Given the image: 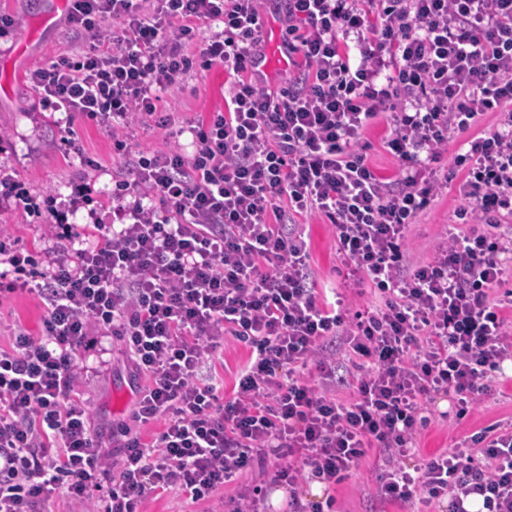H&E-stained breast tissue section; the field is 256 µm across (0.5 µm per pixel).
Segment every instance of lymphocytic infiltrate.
<instances>
[{
	"label": "lymphocytic infiltrate",
	"instance_id": "f902f5d3",
	"mask_svg": "<svg viewBox=\"0 0 512 512\" xmlns=\"http://www.w3.org/2000/svg\"><path fill=\"white\" fill-rule=\"evenodd\" d=\"M67 19L94 46L30 70L43 110L82 115L129 151L128 130L153 120L171 138L161 93L193 66L185 52L211 28L201 57L231 78L225 111L189 126L195 150L139 153L112 192L118 223H69L92 192L38 211L0 166V208L38 216L41 253L0 228V299L37 293L39 336L0 348V512H41L56 493L78 512H139L161 490L192 501L254 471L225 512H262L261 483L287 485L290 512H324L297 488L338 484L375 448L383 503L446 502L447 512H512V431L486 428L469 446L415 455L433 395L464 417L494 394L512 362V0H287L286 84L271 89L252 62L264 51L258 0H70ZM497 113L498 124L478 131ZM389 127L395 182L358 150L377 117ZM468 149L454 172L434 164L453 137ZM456 183L463 201L427 263H406L408 229ZM325 216L336 253L377 305L347 315L319 296L299 217ZM502 289L492 297L493 289ZM115 338L136 375L150 443L103 444L76 394L86 355ZM251 357L229 400L202 378L225 337ZM342 339L357 370L336 399ZM315 367L323 384L304 378Z\"/></svg>",
	"mask_w": 512,
	"mask_h": 512
}]
</instances>
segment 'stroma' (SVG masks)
<instances>
[{
    "mask_svg": "<svg viewBox=\"0 0 512 512\" xmlns=\"http://www.w3.org/2000/svg\"><path fill=\"white\" fill-rule=\"evenodd\" d=\"M52 0H0V16L12 18L15 28L7 38L0 40V132L8 139L0 162L12 167L24 187L37 199L49 197L67 201L73 182L89 175L94 191L85 206L80 207L70 222L90 223L91 213H98L105 221L114 214L109 207L116 179L130 175L129 160L115 153L112 141L104 128L94 122L76 119L74 128L82 145V155L65 151L55 118L36 109L35 94L27 87L26 73L57 59L59 55L74 54L88 47L89 39L72 35L65 16H57L52 26H44L43 19L52 13ZM195 61L182 89L162 94L164 112L172 114L176 126L224 110L231 79L223 67H205L199 61V47H192ZM384 118H377L368 126L359 145L378 174L396 178L398 164L386 150ZM460 199L455 187L445 189L429 209L411 224L412 241L407 255L411 263L431 259L443 240L446 229ZM300 223L310 241L309 264L314 279L321 288L341 287L345 270L336 253V240L327 219L318 214L301 218ZM44 306L36 295L23 292L0 301V347H9L15 331L39 335ZM105 374L88 372L82 379L78 393L88 407L93 424L111 436L113 444H120L124 430L141 435L151 442L162 430V423L140 424L133 416L139 396V384L132 381L128 363L114 350L111 337H104ZM251 349L245 343L228 336L224 345L206 362L203 372L223 380L220 396H231L236 374L248 359ZM450 403L446 396L437 395L429 402L430 422L417 440L420 456L452 452L472 434L488 426L512 430V380L502 381L498 391L463 418L449 415ZM387 463L382 456L369 453L348 478L333 486H323L322 496L332 499L334 512H442L441 503L380 504L375 498L377 475ZM243 483L242 478L218 487L211 498L198 502L172 492L149 496L143 503L144 512H213L220 502L235 497Z\"/></svg>",
    "mask_w": 512,
    "mask_h": 512,
    "instance_id": "35a3bbf8",
    "label": "stroma"
}]
</instances>
